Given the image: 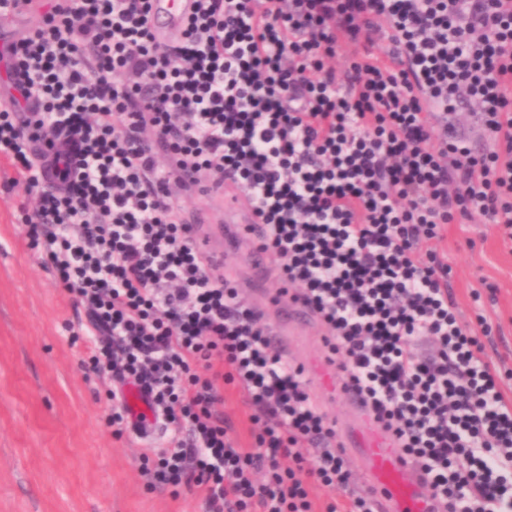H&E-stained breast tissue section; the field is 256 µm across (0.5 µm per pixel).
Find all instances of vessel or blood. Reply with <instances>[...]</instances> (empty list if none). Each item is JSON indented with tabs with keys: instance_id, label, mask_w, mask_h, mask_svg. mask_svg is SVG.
Masks as SVG:
<instances>
[{
	"instance_id": "vessel-or-blood-1",
	"label": "vessel or blood",
	"mask_w": 512,
	"mask_h": 512,
	"mask_svg": "<svg viewBox=\"0 0 512 512\" xmlns=\"http://www.w3.org/2000/svg\"><path fill=\"white\" fill-rule=\"evenodd\" d=\"M191 8V0H152L149 23L156 41L166 44L175 39ZM212 201L224 213V245L212 246L208 238L201 237L197 240L200 250L213 264L220 265L225 250L249 244L252 274L261 278L266 270L265 254L258 247L259 230L245 199L228 187L213 196ZM271 303L284 310L282 319L274 326L279 336L298 335L301 327L314 319L302 302L275 296ZM342 444L362 457L368 489L378 512H438L439 505L431 499L423 473L396 451L385 435L356 428L344 434Z\"/></svg>"
}]
</instances>
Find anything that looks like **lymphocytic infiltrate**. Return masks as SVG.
Here are the masks:
<instances>
[{
  "label": "lymphocytic infiltrate",
  "instance_id": "f902f5d3",
  "mask_svg": "<svg viewBox=\"0 0 512 512\" xmlns=\"http://www.w3.org/2000/svg\"><path fill=\"white\" fill-rule=\"evenodd\" d=\"M150 9L48 0L9 42L0 93V160L37 199L25 238L86 311L81 367L111 377L113 435L134 384L173 426L142 452L149 483L207 512H315L309 482L350 486L304 367L172 196L230 183L279 294L317 316L326 362L443 512H512L491 328L459 319L426 246L477 215L512 238V0H193L168 45ZM228 386L252 410L249 444ZM224 417H227L234 425L236 433L239 435L243 442L248 440V415L249 410L243 404L242 398L239 393H236L231 388L225 392L224 399Z\"/></svg>",
  "mask_w": 512,
  "mask_h": 512
}]
</instances>
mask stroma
Returning a JSON list of instances; mask_svg holds the SVG:
<instances>
[{
  "label": "stroma",
  "instance_id": "obj_1",
  "mask_svg": "<svg viewBox=\"0 0 512 512\" xmlns=\"http://www.w3.org/2000/svg\"><path fill=\"white\" fill-rule=\"evenodd\" d=\"M35 203L0 162V512H205L199 494L172 496L142 474L143 448L165 445L170 424L150 437H113L110 383L81 367L85 312L26 247L23 212ZM436 248L461 319L491 325L486 353L512 398V240L477 218L449 225ZM323 334L315 326L280 351L304 365L313 396L341 427L355 416L335 385L317 382Z\"/></svg>",
  "mask_w": 512,
  "mask_h": 512
}]
</instances>
